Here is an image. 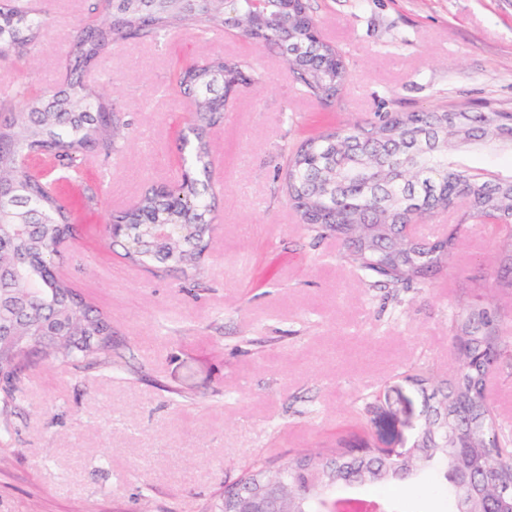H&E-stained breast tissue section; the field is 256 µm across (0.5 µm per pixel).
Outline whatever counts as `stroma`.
I'll return each mask as SVG.
<instances>
[{"instance_id": "obj_1", "label": "stroma", "mask_w": 512, "mask_h": 512, "mask_svg": "<svg viewBox=\"0 0 512 512\" xmlns=\"http://www.w3.org/2000/svg\"><path fill=\"white\" fill-rule=\"evenodd\" d=\"M51 25L26 64L0 59V100L20 73L37 86L64 79L84 0H34ZM320 37L343 55L348 87L325 114L278 51L240 33L183 30L159 43L119 39L88 72L131 132L117 155L94 151L80 185L104 188L86 234L62 266L112 320V366L70 369L37 359L23 392L0 409V512H202L253 457L287 461L336 443L405 451L458 354L448 325L459 303L494 302L512 341V289L483 224L458 227L460 208L417 224L432 243L458 230L452 262L408 287L368 288L334 234L313 239L288 203L289 150L375 112H512V0H306ZM245 56L264 74L239 87L208 131L216 208L202 286L104 246L98 232L145 187L181 178L179 122L190 101L180 66ZM486 394L512 429V366L494 365Z\"/></svg>"}]
</instances>
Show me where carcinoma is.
Here are the masks:
<instances>
[{
  "mask_svg": "<svg viewBox=\"0 0 512 512\" xmlns=\"http://www.w3.org/2000/svg\"><path fill=\"white\" fill-rule=\"evenodd\" d=\"M86 20L68 53L67 77L35 88L24 74L15 103L0 120V403L8 408L21 390L22 362L35 347L49 350L60 366L112 364V321L69 278L52 273L61 247L78 238L65 182L78 181L87 153L117 152L128 142L126 123L104 121L112 104L84 82L85 72L117 37L159 40L174 30L205 32L233 27L245 37L280 49L293 79L310 97L330 107L346 85L347 67L331 44L315 41L304 16L288 0H267L264 12L251 0H88ZM47 29V14L30 0L0 4V57L28 61ZM239 71L259 84L263 74L241 56H215L187 63L177 81L194 108L186 118L181 182L144 190L137 204L116 216L123 234L110 240L133 263L170 261L187 277L199 275L209 237L206 215L215 198L210 185L211 144L206 128L224 122V72ZM512 153V124L496 113L432 110L397 118L379 112L361 124L338 125L310 136L288 153V202L314 239L330 230L348 243L345 255L369 286L397 287L424 278L453 255L455 237L423 244L402 234L419 213L404 200L411 186L419 208L448 210V192L461 189L459 223L497 224L496 248L512 273V174L483 177V168L460 163L461 149ZM42 156L46 167L29 172L27 159ZM333 214L335 227L309 224ZM452 339L464 344L453 382L436 392L413 448L401 460L373 448L340 446L299 453L286 465L255 459L224 491L212 512H234L239 497L263 500L274 494L294 512H336L353 488L404 481L431 483L453 505L445 512H512V467L499 456L512 452V430L497 420L485 391L486 363L508 355L501 318L492 306L458 307L450 320ZM379 512H415L401 497L383 495Z\"/></svg>",
  "mask_w": 512,
  "mask_h": 512,
  "instance_id": "carcinoma-1",
  "label": "carcinoma"
}]
</instances>
